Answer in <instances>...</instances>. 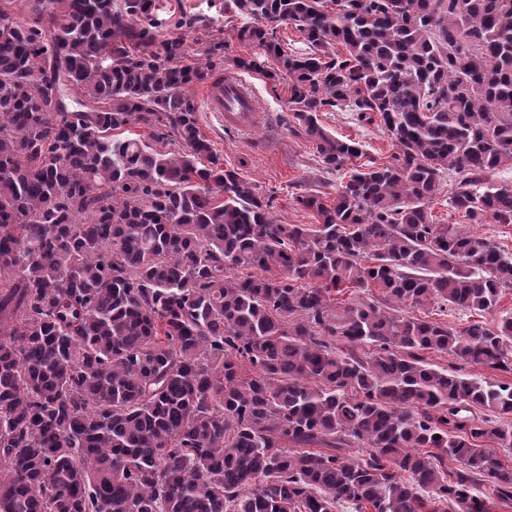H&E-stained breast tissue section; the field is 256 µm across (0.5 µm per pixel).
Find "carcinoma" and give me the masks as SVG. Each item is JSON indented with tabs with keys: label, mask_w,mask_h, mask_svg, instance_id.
<instances>
[{
	"label": "carcinoma",
	"mask_w": 512,
	"mask_h": 512,
	"mask_svg": "<svg viewBox=\"0 0 512 512\" xmlns=\"http://www.w3.org/2000/svg\"><path fill=\"white\" fill-rule=\"evenodd\" d=\"M14 7L0 0V512H488L484 484L512 501L493 451L512 448V382L426 358L512 374V312L404 314L491 315L512 289V255L430 211L454 179L470 223L512 224V183L487 182L512 160V0H224L260 49L233 67L274 59L340 175L333 197L295 196L316 224L277 223L201 133L187 89L226 58L205 15ZM338 109L378 122L393 160L357 163L363 145L319 122ZM408 311H410L409 315H417L418 317H424V313L429 315V319H436L442 321V322H448V324L454 325L459 328H464L468 325L469 322L474 321H483L486 322L488 325H490L493 321V319L496 317L498 318L500 313L502 311H509L512 312V290L507 289L506 293L500 303V306L495 314L488 315L484 314L483 317H479L477 315H473L469 312H459V311H449L452 312V315L445 316L443 314H439V308L437 306H432L430 304L423 305L420 308L419 307H411ZM431 360L432 363L437 364L440 367H448V371H452L454 368H457L459 371L458 374L465 375L468 377H480L487 378L490 381L498 382H510L512 381V377L509 374H504L502 372H497L493 370H488L481 366H475L471 364H464L454 359L451 356L443 357L442 354L432 355L427 357Z\"/></svg>",
	"instance_id": "cac0c4a2"
}]
</instances>
